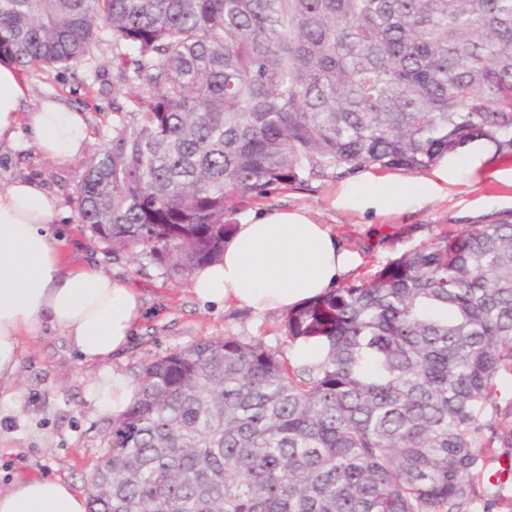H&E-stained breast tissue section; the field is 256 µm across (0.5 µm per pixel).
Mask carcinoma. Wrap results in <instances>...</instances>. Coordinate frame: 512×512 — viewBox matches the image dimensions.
Masks as SVG:
<instances>
[{"mask_svg":"<svg viewBox=\"0 0 512 512\" xmlns=\"http://www.w3.org/2000/svg\"><path fill=\"white\" fill-rule=\"evenodd\" d=\"M112 33L135 108L87 164L77 221L188 281L240 203L477 141L512 158V0H0V59L54 68ZM296 363L226 335L147 362L90 512H498L512 449V213L288 311Z\"/></svg>","mask_w":512,"mask_h":512,"instance_id":"1","label":"carcinoma"}]
</instances>
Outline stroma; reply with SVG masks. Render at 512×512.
Segmentation results:
<instances>
[{
	"instance_id": "stroma-1",
	"label": "stroma",
	"mask_w": 512,
	"mask_h": 512,
	"mask_svg": "<svg viewBox=\"0 0 512 512\" xmlns=\"http://www.w3.org/2000/svg\"><path fill=\"white\" fill-rule=\"evenodd\" d=\"M112 37L98 33L89 59L48 70L31 69L29 108L42 99L64 98L83 112L91 141L82 155L60 163L38 147L28 120H21L14 141L0 143V188L20 178L39 181L59 199L55 220L70 264L96 265L113 280L131 285L141 296V317L125 356L115 370L138 379L145 360L227 333L261 338L271 348L284 346V315L271 312L254 319L250 309L202 302L191 283L168 280L148 258L114 257L111 250L77 222V190L88 161L102 149L112 128L115 106L132 108L128 93L112 69ZM468 163L449 182L446 197L420 207L384 215L336 207L342 185L360 172L311 179L272 191L246 204L241 217L264 211L303 209L328 225L360 263L349 280L364 278L404 251L429 243L440 233L487 224L512 212V159L495 157L476 142L463 148ZM99 366L81 361L59 329L43 326L21 339L14 380L0 384V492L31 477H58L80 496L89 495L96 466L112 429L111 414L95 406L90 389Z\"/></svg>"
}]
</instances>
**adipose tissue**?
Wrapping results in <instances>:
<instances>
[{
    "instance_id": "1",
    "label": "adipose tissue",
    "mask_w": 512,
    "mask_h": 512,
    "mask_svg": "<svg viewBox=\"0 0 512 512\" xmlns=\"http://www.w3.org/2000/svg\"><path fill=\"white\" fill-rule=\"evenodd\" d=\"M27 85L17 67L0 61V141L14 140L21 112H27ZM40 149L66 162L83 153L91 140L82 112L60 98L28 112ZM447 167L432 177L397 180L367 175L344 185L338 209L384 214L430 201L443 192ZM58 199L28 179L0 190V380L18 366L20 339L42 324L62 330L81 360L101 368L92 386L97 405L120 414L136 386L111 369L127 351L140 317L135 288L115 283L94 265L69 268L62 242L51 224ZM357 260L330 227L306 211H274L237 224L224 244L221 262L198 270L193 290L202 301L233 303L254 315L285 311L333 288L355 269ZM86 498L58 478L17 482L0 493V512H87Z\"/></svg>"
}]
</instances>
